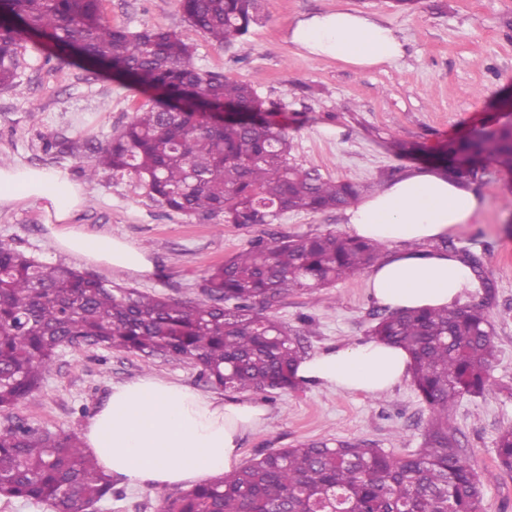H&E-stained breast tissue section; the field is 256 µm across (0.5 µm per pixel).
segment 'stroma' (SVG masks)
Returning a JSON list of instances; mask_svg holds the SVG:
<instances>
[{
	"label": "stroma",
	"mask_w": 512,
	"mask_h": 512,
	"mask_svg": "<svg viewBox=\"0 0 512 512\" xmlns=\"http://www.w3.org/2000/svg\"><path fill=\"white\" fill-rule=\"evenodd\" d=\"M341 8L381 17L404 44L392 65L356 69L313 56L288 41L299 18ZM113 24L137 32L176 31L193 48L194 65L251 84L275 122L288 126L293 163L327 178L385 186L423 159L400 156L393 140L434 151L473 129L499 120L496 101L512 89V0H417L395 9L392 0H265L264 16L245 41L221 47L185 20L179 0H101ZM21 90H0V165L20 164L66 171L81 184L85 204L70 222L91 235H115L149 252L154 271L143 276L96 269L101 279L156 295L199 300L203 276L240 250L282 236L342 234L344 211L289 212L271 224H227L177 213L156 203L131 175L99 169L86 179L70 147H105L148 95L111 73L74 59L51 58L40 72L21 71ZM481 201L478 220L434 241L473 252L488 285L464 301L482 307L494 326L497 359L491 395L463 398L453 410L461 446L483 488L481 512H512V471L499 466L495 439L512 426V174L490 167L468 178ZM39 202L0 210V243L48 264H73L58 252L45 228ZM377 303L357 275L322 289L319 300L296 293L277 306L276 316L304 332L314 355L369 340ZM212 388L186 363L145 359L103 346L60 350L32 403L14 419L60 432H82L114 385L144 375ZM269 410V422L248 434L242 462L302 441L363 439L398 456L420 448L429 421L425 402L411 380L378 397L299 384L298 388L251 392ZM118 497L100 502V512H158L168 489L117 483Z\"/></svg>",
	"instance_id": "35a3bbf8"
}]
</instances>
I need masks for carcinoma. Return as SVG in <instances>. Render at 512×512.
Here are the masks:
<instances>
[{
	"label": "carcinoma",
	"mask_w": 512,
	"mask_h": 512,
	"mask_svg": "<svg viewBox=\"0 0 512 512\" xmlns=\"http://www.w3.org/2000/svg\"><path fill=\"white\" fill-rule=\"evenodd\" d=\"M101 0H0V89L20 87V49L45 41L61 57L127 77L151 104L90 160L144 181L154 201L227 224H271L293 211L354 205L362 186L290 163L288 129L269 119L254 87L191 63L192 47L163 29L112 24ZM186 21L219 45L240 42L260 18L261 0H180ZM241 111L210 121L199 101ZM431 160L462 178L490 165L512 173V135L487 128L454 141ZM384 245L333 233L258 242L202 279L204 298L182 302L112 285L64 264L42 263L0 244V499L73 512L112 496L75 432L13 422L35 398L58 351L75 340L187 362L228 392L294 388L305 355L300 334L272 311L294 292L312 297L374 266ZM374 340L406 349L411 378L429 410L422 448L397 457L353 439L300 442L162 500L160 512H480L482 487L470 467L451 409L490 394L493 330L476 306L378 309ZM512 471V426L495 441Z\"/></svg>",
	"instance_id": "obj_1"
}]
</instances>
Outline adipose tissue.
Masks as SVG:
<instances>
[{"instance_id": "obj_1", "label": "adipose tissue", "mask_w": 512, "mask_h": 512, "mask_svg": "<svg viewBox=\"0 0 512 512\" xmlns=\"http://www.w3.org/2000/svg\"><path fill=\"white\" fill-rule=\"evenodd\" d=\"M288 40L308 54L369 68L395 63L403 44L376 15L356 10L321 12L288 29ZM25 200L53 213L49 227L61 252L119 272L146 275V250L110 235L91 236L69 223L85 198L66 172L0 165V208ZM481 205L459 180L416 168L347 211L354 237L384 243L383 260L367 273L378 304L393 309L453 306L478 281L472 269L429 242L473 223ZM409 355L376 341L319 352L300 362L302 382L346 393L379 395L408 374ZM269 421L266 406L248 398L222 400L147 375L113 386L83 430L100 467L131 486L186 487L233 470L245 435Z\"/></svg>"}]
</instances>
